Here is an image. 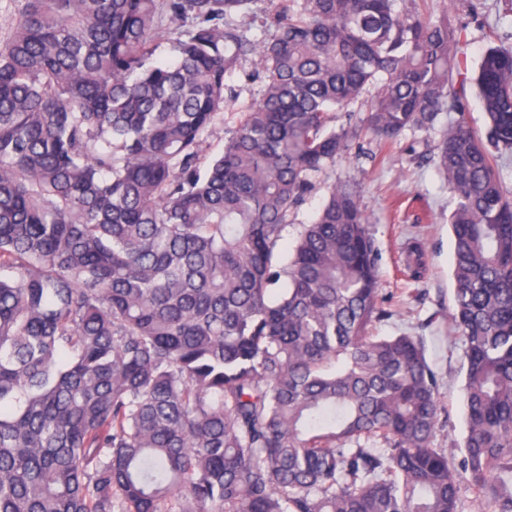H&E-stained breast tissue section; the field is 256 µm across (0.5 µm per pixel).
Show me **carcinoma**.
Listing matches in <instances>:
<instances>
[{
  "label": "carcinoma",
  "mask_w": 512,
  "mask_h": 512,
  "mask_svg": "<svg viewBox=\"0 0 512 512\" xmlns=\"http://www.w3.org/2000/svg\"><path fill=\"white\" fill-rule=\"evenodd\" d=\"M17 2L0 40V512H458L462 481L475 512H512V47L473 76L466 26L417 0H270L262 38L243 23L256 0ZM247 59L259 98L206 161ZM444 112L457 461L435 443L422 343L372 330L357 191L331 184L296 223L358 132L393 142Z\"/></svg>",
  "instance_id": "1"
}]
</instances>
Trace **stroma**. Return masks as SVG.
I'll use <instances>...</instances> for the list:
<instances>
[{"instance_id": "obj_1", "label": "stroma", "mask_w": 512, "mask_h": 512, "mask_svg": "<svg viewBox=\"0 0 512 512\" xmlns=\"http://www.w3.org/2000/svg\"><path fill=\"white\" fill-rule=\"evenodd\" d=\"M239 97L228 103L224 120L208 137L210 152L224 148V133L238 114L259 97V85L242 75L229 78ZM439 117L430 131H409L395 147L369 138L338 160L327 182L352 181L367 216V228L378 252L379 288L388 318L377 323L381 336L406 333L422 340L427 361L438 377L442 406L437 443L449 456L463 454L466 432L461 397L464 347L452 331L450 277L452 241L448 217L455 200L427 150L447 127ZM423 262L421 275L407 264Z\"/></svg>"}]
</instances>
